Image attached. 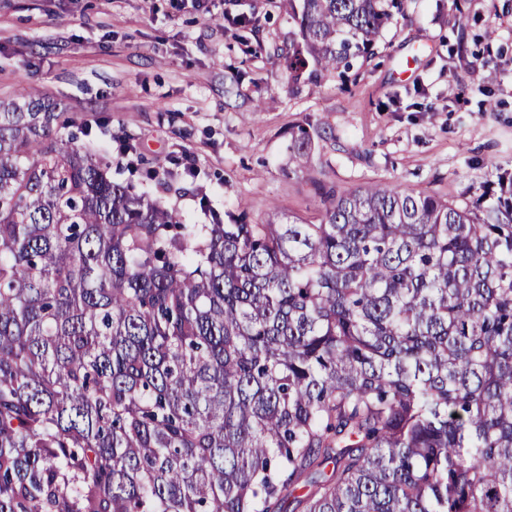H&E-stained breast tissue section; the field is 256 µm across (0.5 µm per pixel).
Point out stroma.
Instances as JSON below:
<instances>
[{
    "instance_id": "stroma-1",
    "label": "stroma",
    "mask_w": 512,
    "mask_h": 512,
    "mask_svg": "<svg viewBox=\"0 0 512 512\" xmlns=\"http://www.w3.org/2000/svg\"><path fill=\"white\" fill-rule=\"evenodd\" d=\"M399 3L347 80L294 90L276 54L293 29L280 0H0V99L22 92L91 123L73 147L192 224L211 221L204 199L253 224L318 221L315 178L462 205L512 172V0ZM230 13L255 15L262 51L242 53ZM233 76L242 96L229 110ZM301 128L318 136L303 170Z\"/></svg>"
}]
</instances>
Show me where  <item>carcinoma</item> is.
<instances>
[{"mask_svg": "<svg viewBox=\"0 0 512 512\" xmlns=\"http://www.w3.org/2000/svg\"><path fill=\"white\" fill-rule=\"evenodd\" d=\"M393 2L282 0L288 84L345 77ZM56 108L0 102V512H512V174L187 224Z\"/></svg>", "mask_w": 512, "mask_h": 512, "instance_id": "1", "label": "carcinoma"}]
</instances>
